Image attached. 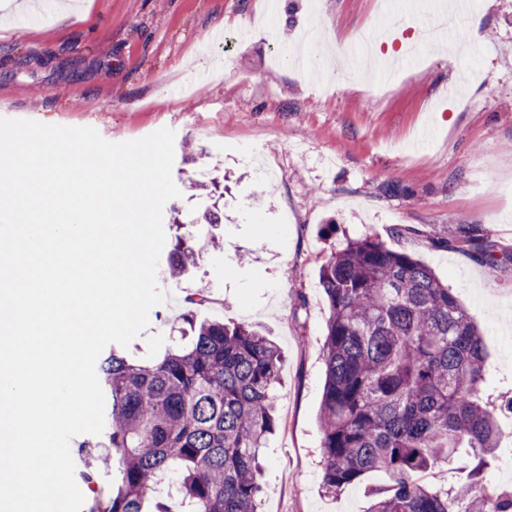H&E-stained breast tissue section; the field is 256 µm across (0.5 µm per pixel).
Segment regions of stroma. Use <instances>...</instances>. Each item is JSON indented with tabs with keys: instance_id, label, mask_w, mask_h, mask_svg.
Masks as SVG:
<instances>
[{
	"instance_id": "stroma-1",
	"label": "stroma",
	"mask_w": 512,
	"mask_h": 512,
	"mask_svg": "<svg viewBox=\"0 0 512 512\" xmlns=\"http://www.w3.org/2000/svg\"><path fill=\"white\" fill-rule=\"evenodd\" d=\"M0 0V117L88 126L111 142L174 131L180 197L163 209L158 281L168 299L126 353L162 356L207 289L201 320L262 326L283 365L280 426L264 450L261 512H365L383 474L322 487L318 414L329 308L319 270L367 236L412 254L448 284L485 341L484 393L512 399V265L433 246L478 224L512 252V0H472L479 40L448 64L420 43L429 0H71L22 17ZM226 43H209L216 16ZM417 41L385 80L381 57L339 84L330 51L375 31ZM224 179L221 201L199 182ZM222 216L204 224L205 211ZM190 233L194 265L169 274Z\"/></svg>"
}]
</instances>
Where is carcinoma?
I'll return each instance as SVG.
<instances>
[{
    "label": "carcinoma",
    "instance_id": "obj_1",
    "mask_svg": "<svg viewBox=\"0 0 512 512\" xmlns=\"http://www.w3.org/2000/svg\"><path fill=\"white\" fill-rule=\"evenodd\" d=\"M435 244L512 261L476 224ZM195 251L179 241L170 268L184 274ZM329 306L319 423L323 488L342 492L369 473L388 485L367 512H512V489L486 491L497 448L494 404L482 397L485 346L448 286L413 255L367 236L349 240L320 268ZM187 344L154 363L112 349L100 361L107 441L119 480L90 512H168L149 495L175 479L191 512H259L261 456L278 418L279 347L251 325L182 318ZM472 458L459 487L442 466Z\"/></svg>",
    "mask_w": 512,
    "mask_h": 512
}]
</instances>
